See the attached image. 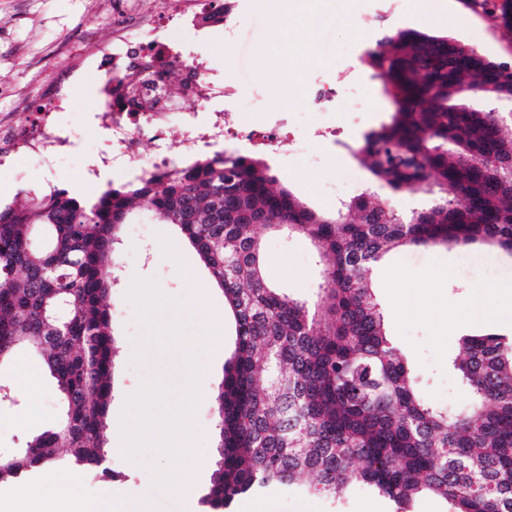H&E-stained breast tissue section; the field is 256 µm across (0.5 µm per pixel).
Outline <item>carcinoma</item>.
<instances>
[{"mask_svg": "<svg viewBox=\"0 0 512 512\" xmlns=\"http://www.w3.org/2000/svg\"><path fill=\"white\" fill-rule=\"evenodd\" d=\"M490 2L512 30V0ZM364 63L393 112L355 156L392 192L430 196L425 208L401 211L366 190L315 210L275 187L267 160L228 150L92 199L53 188L0 207V364L37 356L61 406L52 429L0 454V483L62 448L78 472L108 485L120 477L107 465L116 339L102 271L118 267L121 228L144 201L195 249L235 322L212 393L219 458L207 512L261 489L336 500L357 486L394 512H413L421 495L451 512H512V337L462 336L449 367L467 400L440 407L388 335L374 291L377 266L406 246L481 241L512 252V129L489 107L512 100V72L451 35L385 23ZM259 227L314 246L317 301L269 282Z\"/></svg>", "mask_w": 512, "mask_h": 512, "instance_id": "1", "label": "carcinoma"}]
</instances>
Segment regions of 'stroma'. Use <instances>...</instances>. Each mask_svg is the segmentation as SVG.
<instances>
[{"label": "stroma", "mask_w": 512, "mask_h": 512, "mask_svg": "<svg viewBox=\"0 0 512 512\" xmlns=\"http://www.w3.org/2000/svg\"><path fill=\"white\" fill-rule=\"evenodd\" d=\"M113 0H0V109L26 117L41 85L55 77L63 65L62 46L77 42L84 30H93L99 48L109 51L114 19ZM232 41L220 29L173 31V39L203 51L214 79L236 91L232 109L249 129H273L294 137L299 155L281 163L272 152L264 157L278 182L307 206L320 209L364 192L369 172L351 149L366 132L389 122L391 105L376 79L368 86L374 101L369 112H327L321 117L329 132L316 136L310 126L315 111L310 83L336 81L338 74L361 54L356 23L366 20L375 28L379 16L407 25L414 0H322V10L332 20L313 28L310 43L316 62H303L294 49L277 42L271 19L254 10L252 0H237ZM448 12L463 15L464 27L454 34L492 59L512 64V32L486 10L480 0H447ZM94 80L74 82L59 118L63 125L83 132L84 142L70 157L51 167L32 159L15 162L13 171L0 173V202L20 204L26 192L48 186L81 185L94 196L101 181H79L80 168L91 165L101 136L91 128L95 103ZM179 232L174 225L158 223L147 206L124 226L119 246V271L104 269L113 279L112 329L119 342L112 369V401L108 418L109 465L121 476L112 486L73 471L64 462L34 471L23 485L0 484V512H10L11 501L27 497L35 512H53L55 485L69 481L79 498L93 500L108 493L128 495L148 503L150 512H204L202 496L210 484L217 453V431L211 390L224 377V363L235 341L232 317L224 319L221 344L201 337L211 309H223L224 294L212 288L210 275L197 253L182 245L173 250ZM269 278L302 300L316 298L318 271L314 248L307 241L284 234L264 237ZM512 277V253L482 243L445 248L407 246L392 252L377 268L375 292L385 311L389 335L401 348L423 382L427 394L441 404H461L465 396L448 368L460 352L458 339L465 327L439 318L442 310H463L475 293L503 278ZM169 336L165 347L151 344L154 330ZM21 354L0 366V384L14 388L16 400L0 403V452L21 447L28 435L51 428L59 407L53 382L38 374L35 382L20 388V372L27 362ZM206 371L210 390L195 395L185 391L182 379L191 371ZM185 415L187 438L194 463L169 449L168 427ZM142 417L151 419L156 436L131 453L120 452V436ZM193 468L190 493L169 492L158 470ZM373 495L356 490L332 501L298 491H269L240 497L231 512H244L255 502L264 512H363Z\"/></svg>", "instance_id": "1"}]
</instances>
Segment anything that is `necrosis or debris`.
Segmentation results:
<instances>
[{
  "label": "necrosis or debris",
  "mask_w": 512,
  "mask_h": 512,
  "mask_svg": "<svg viewBox=\"0 0 512 512\" xmlns=\"http://www.w3.org/2000/svg\"><path fill=\"white\" fill-rule=\"evenodd\" d=\"M121 5L129 21L119 30L105 58H98L96 41L89 33L69 54L71 65L83 63L91 70L104 69L94 114L108 135L100 167L152 175L229 140L239 151L259 148L254 134L239 132L235 112L214 109V101L223 97L225 90L212 81L203 56L178 50L164 37L165 31L180 21L196 27L231 29L228 14L217 10V0H160L147 13L142 11L140 0H121ZM175 68L186 74L177 98L168 91L169 75ZM313 96L328 112L371 109V95L363 88L345 98L339 84L318 82ZM64 102L59 89L47 84L26 124H16L10 113L0 112V166L22 155L47 164L63 157L66 147L74 146L77 140L75 131L63 130L59 124ZM141 130L153 132L160 142L153 158H144L136 148L134 135Z\"/></svg>",
  "instance_id": "obj_1"
}]
</instances>
